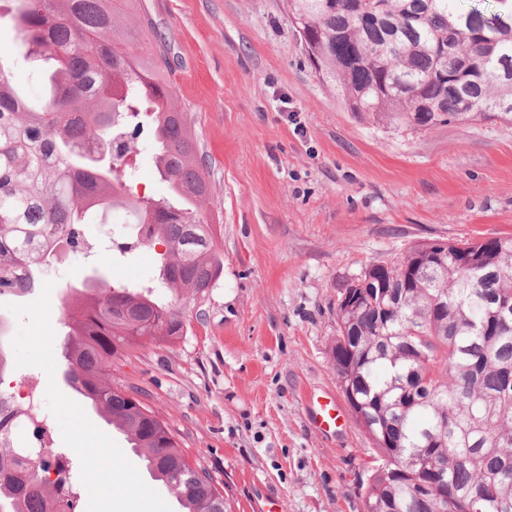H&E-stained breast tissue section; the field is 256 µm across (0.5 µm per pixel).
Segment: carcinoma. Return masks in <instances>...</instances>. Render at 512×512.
Masks as SVG:
<instances>
[{
  "label": "carcinoma",
  "mask_w": 512,
  "mask_h": 512,
  "mask_svg": "<svg viewBox=\"0 0 512 512\" xmlns=\"http://www.w3.org/2000/svg\"><path fill=\"white\" fill-rule=\"evenodd\" d=\"M464 10L461 0H288V15L318 75L348 112L428 130L482 119L512 123V0ZM24 46L46 63L33 100L0 62V297L41 286L59 251L84 250V224L119 210L135 226L118 247H164L152 286L109 283L98 272L66 290L60 321L69 386L123 432L182 512H227L206 468L136 392L112 383V358L185 331L188 297L224 270L200 208L207 166L167 78L165 38L144 0H0ZM454 76L456 89L440 78ZM155 166L185 202L135 197L127 181L141 112ZM357 288H352L354 282ZM332 347L338 380L382 464L362 483L376 512H512V236L448 243L439 258L417 244L373 263L339 290ZM11 368L10 323L0 315V377ZM23 416L0 389V512H75L68 465L29 474L9 432Z\"/></svg>",
  "instance_id": "obj_1"
}]
</instances>
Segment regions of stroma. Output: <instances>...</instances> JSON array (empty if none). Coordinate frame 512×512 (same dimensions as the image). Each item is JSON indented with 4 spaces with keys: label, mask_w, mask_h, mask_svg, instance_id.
<instances>
[{
    "label": "stroma",
    "mask_w": 512,
    "mask_h": 512,
    "mask_svg": "<svg viewBox=\"0 0 512 512\" xmlns=\"http://www.w3.org/2000/svg\"><path fill=\"white\" fill-rule=\"evenodd\" d=\"M171 48L169 81L208 166L224 272L186 308V334L115 358L112 379L142 390L203 464L233 512H364L376 452L333 365L340 288L372 263L427 240L512 235V124L426 131L345 111L311 65L286 0H146ZM134 195L167 196L139 137ZM86 227L89 258L66 255L26 299L0 298L13 371L45 387L53 446L76 468L81 512H180L124 435L62 377L63 287L92 272L152 280L155 253L117 258ZM335 398L341 427L311 424V397Z\"/></svg>",
    "instance_id": "1"
}]
</instances>
